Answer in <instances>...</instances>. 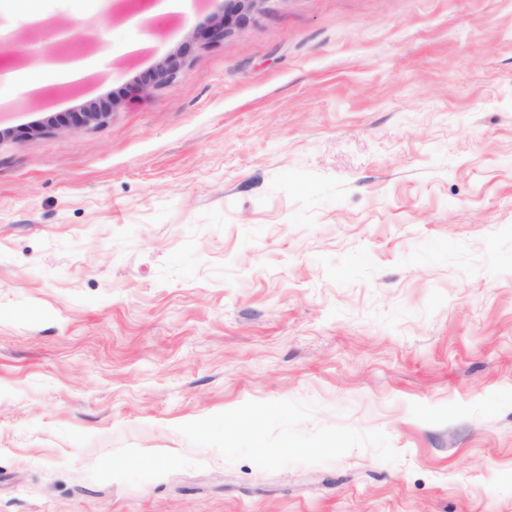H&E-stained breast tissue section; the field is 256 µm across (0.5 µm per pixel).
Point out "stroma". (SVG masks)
I'll list each match as a JSON object with an SVG mask.
<instances>
[{"instance_id": "obj_1", "label": "stroma", "mask_w": 512, "mask_h": 512, "mask_svg": "<svg viewBox=\"0 0 512 512\" xmlns=\"http://www.w3.org/2000/svg\"><path fill=\"white\" fill-rule=\"evenodd\" d=\"M41 3L109 62L0 95V512H512V0ZM226 2H228V6L224 10V21L214 24L207 33L211 38H223L226 28L243 23V18H237L235 14L236 10L239 9L238 6H241V2H251L248 7L253 11L260 8L265 0H227ZM190 43L180 46L175 52L158 61L145 79L141 82L138 90L147 92L160 82L173 79L181 70L182 59L189 52ZM115 106L113 101L93 106H82L77 111L65 113L58 121L57 125L60 126L56 129L75 134L81 130L101 125L111 117Z\"/></svg>"}]
</instances>
